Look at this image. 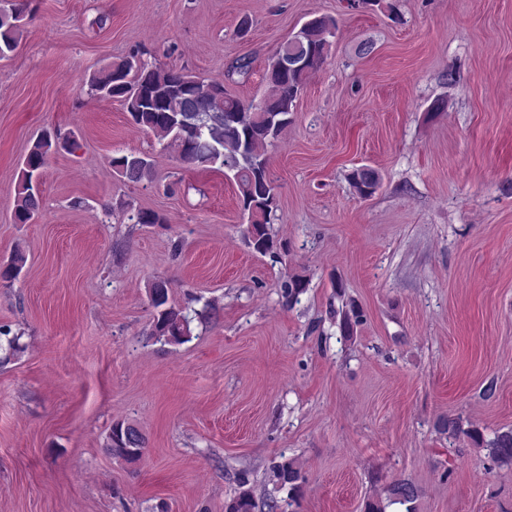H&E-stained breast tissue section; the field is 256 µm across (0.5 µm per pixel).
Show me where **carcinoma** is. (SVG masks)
Masks as SVG:
<instances>
[{
  "label": "carcinoma",
  "mask_w": 512,
  "mask_h": 512,
  "mask_svg": "<svg viewBox=\"0 0 512 512\" xmlns=\"http://www.w3.org/2000/svg\"><path fill=\"white\" fill-rule=\"evenodd\" d=\"M28 9V0H0V59L10 57L16 50ZM335 30L336 20L322 15L309 19L291 35L286 46L299 52L302 64L291 65L281 74L275 68L276 58H271L264 74L268 94L256 105L229 94L220 82H208L182 68L153 67L137 52L93 72L89 87L101 100L120 102L132 125L156 136L182 163L202 169L219 166L233 173L241 210L247 216L248 245L259 254L278 258L286 253V248L270 233L277 193L269 175L266 151L288 125L307 77L324 62ZM55 146L51 135L44 133L25 157L15 191V223L28 224L39 213L42 199L33 181L41 174ZM111 164L116 173L130 182L150 181L154 174L152 160L144 153L115 156ZM348 181L361 197L367 198L376 192L381 177L375 169L361 166L351 170ZM24 265L25 256L20 252L0 264V284L10 286ZM307 286L304 276H289L284 282L288 301L298 299ZM148 294L154 314L147 340L171 345L190 341V320L172 301L169 283L164 279L152 281ZM334 314L348 336L364 321L363 310L354 303L343 304ZM20 339L21 334L12 332L10 326H0L1 366L24 352ZM436 427L448 439L466 438L475 447L487 450L494 461L512 465V429L496 431L487 439L479 430L464 427L460 418L451 415L440 418ZM145 448L146 438L136 426L123 421L112 424L107 446L112 457L134 463ZM273 477L280 487L288 489L289 496L299 491L301 474L295 461L285 459L277 463ZM247 485L248 478L244 476L240 491L226 505V512H253L254 501ZM386 493L389 503L404 506L406 512H416L419 494L411 480L391 482Z\"/></svg>",
  "instance_id": "cac0c4a2"
}]
</instances>
